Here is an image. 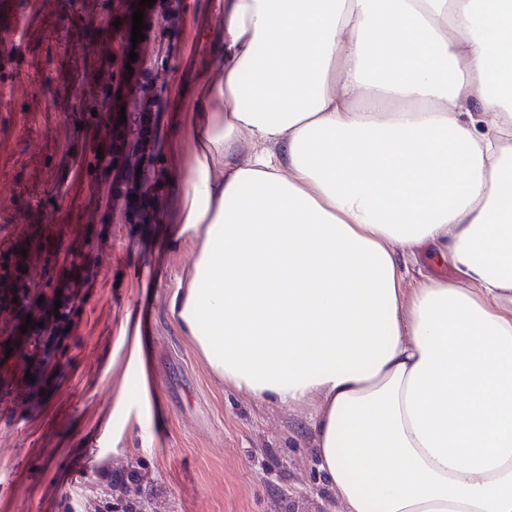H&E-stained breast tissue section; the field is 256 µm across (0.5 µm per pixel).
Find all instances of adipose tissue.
Listing matches in <instances>:
<instances>
[{
  "instance_id": "1",
  "label": "adipose tissue",
  "mask_w": 512,
  "mask_h": 512,
  "mask_svg": "<svg viewBox=\"0 0 512 512\" xmlns=\"http://www.w3.org/2000/svg\"><path fill=\"white\" fill-rule=\"evenodd\" d=\"M221 31L173 323L313 407L342 512H512V0H225ZM423 242L457 280L410 281Z\"/></svg>"
}]
</instances>
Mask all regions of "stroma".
I'll return each mask as SVG.
<instances>
[{"label": "stroma", "mask_w": 512, "mask_h": 512, "mask_svg": "<svg viewBox=\"0 0 512 512\" xmlns=\"http://www.w3.org/2000/svg\"><path fill=\"white\" fill-rule=\"evenodd\" d=\"M183 2L178 14L145 7L130 70L114 26L125 0H42L0 17V259L38 234L32 290L66 276L72 296L47 348L11 352L0 370V512H94L103 462L136 468L155 512L338 508L311 408L224 383L170 320L193 248L169 240L165 144L179 136L191 155L187 107L224 65L219 0ZM26 355L55 364L53 379L27 376Z\"/></svg>", "instance_id": "stroma-1"}]
</instances>
